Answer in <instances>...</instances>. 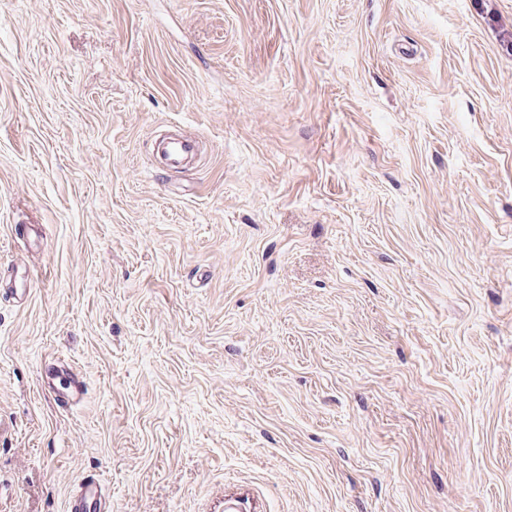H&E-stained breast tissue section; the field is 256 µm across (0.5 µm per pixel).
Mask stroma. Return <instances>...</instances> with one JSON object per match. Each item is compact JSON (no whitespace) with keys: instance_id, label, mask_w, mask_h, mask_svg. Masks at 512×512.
<instances>
[{"instance_id":"obj_1","label":"stroma","mask_w":512,"mask_h":512,"mask_svg":"<svg viewBox=\"0 0 512 512\" xmlns=\"http://www.w3.org/2000/svg\"><path fill=\"white\" fill-rule=\"evenodd\" d=\"M0 267V512H512V0H0ZM69 376V384L63 385L61 389H57V392H55V403L62 410H71L81 405L88 393L85 380L79 372L71 368ZM104 488L97 475L89 474L82 479L79 489L68 503V512H110Z\"/></svg>"}]
</instances>
